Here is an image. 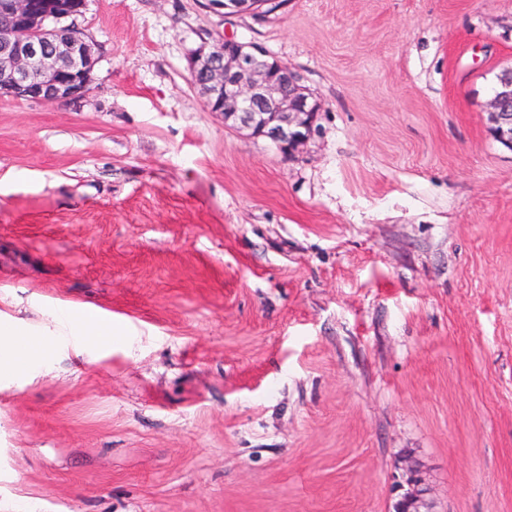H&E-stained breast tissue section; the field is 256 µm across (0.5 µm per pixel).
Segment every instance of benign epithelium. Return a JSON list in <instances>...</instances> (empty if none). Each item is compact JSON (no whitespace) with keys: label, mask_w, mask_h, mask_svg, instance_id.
<instances>
[{"label":"benign epithelium","mask_w":512,"mask_h":512,"mask_svg":"<svg viewBox=\"0 0 512 512\" xmlns=\"http://www.w3.org/2000/svg\"><path fill=\"white\" fill-rule=\"evenodd\" d=\"M224 16L272 14L269 0H222ZM85 0H0V22L11 35L0 39V97L56 101L88 90L95 65L91 44L74 24ZM193 87L224 125L243 130L292 155L316 131L320 103L301 77L274 60L259 43L226 36L205 44L190 64ZM496 139L512 148V71L500 74L498 93L488 102ZM406 478L394 487L393 512H433L421 466L406 461Z\"/></svg>","instance_id":"7a95c632"}]
</instances>
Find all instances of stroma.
Instances as JSON below:
<instances>
[{"mask_svg": "<svg viewBox=\"0 0 512 512\" xmlns=\"http://www.w3.org/2000/svg\"><path fill=\"white\" fill-rule=\"evenodd\" d=\"M78 101L0 98V315L118 334L0 379V512H512V0H87ZM261 43L322 105L293 156L189 59ZM27 172L35 181L24 180ZM224 6L225 17L252 16L258 21H263L280 9L270 11L273 0H221ZM488 119L496 139L512 148V72L504 70L500 74L498 93L488 102ZM404 482L394 487L397 498L393 505L394 512H433L428 499L429 489L418 462L407 460Z\"/></svg>", "mask_w": 512, "mask_h": 512, "instance_id": "35a3bbf8", "label": "stroma"}]
</instances>
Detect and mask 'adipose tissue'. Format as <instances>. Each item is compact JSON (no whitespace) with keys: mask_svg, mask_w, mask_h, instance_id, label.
<instances>
[{"mask_svg":"<svg viewBox=\"0 0 512 512\" xmlns=\"http://www.w3.org/2000/svg\"><path fill=\"white\" fill-rule=\"evenodd\" d=\"M53 327L44 337L33 336L25 328L7 324L0 327V372L7 376H20L35 367L46 365L52 350L51 339L71 336L75 346L85 350L94 339L112 333V321L108 318L79 317L73 314L69 304H59L52 313Z\"/></svg>","mask_w":512,"mask_h":512,"instance_id":"adipose-tissue-1","label":"adipose tissue"}]
</instances>
